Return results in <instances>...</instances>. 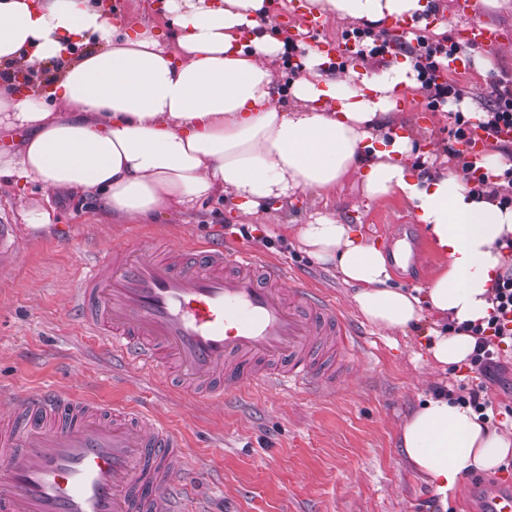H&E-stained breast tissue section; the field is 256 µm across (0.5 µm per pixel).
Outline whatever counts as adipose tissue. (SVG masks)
Returning a JSON list of instances; mask_svg holds the SVG:
<instances>
[{"mask_svg":"<svg viewBox=\"0 0 512 512\" xmlns=\"http://www.w3.org/2000/svg\"><path fill=\"white\" fill-rule=\"evenodd\" d=\"M339 20L374 24L422 14L427 0H307ZM264 0H166L178 34L102 14L93 0H0V130L20 129V150L0 152V176L54 190L100 194L113 222L190 210L223 195L241 220L270 201L330 193L356 176L366 198L398 193L443 253L442 272L410 292L392 284L382 251L335 213L316 212L298 241L335 263L354 286L358 311L378 328L406 332L424 312L455 324L487 317L512 236V206L470 194L456 173L413 172L401 92L420 83L410 60L376 68L328 69L309 49L298 73L280 81L282 40L261 26ZM53 68L48 89L19 90V67ZM475 339L438 333L437 364L467 363ZM398 446L439 494L467 473L491 472L512 456V438L471 407L430 395L399 429Z\"/></svg>","mask_w":512,"mask_h":512,"instance_id":"1","label":"adipose tissue"}]
</instances>
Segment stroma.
<instances>
[{
  "label": "stroma",
  "instance_id": "obj_1",
  "mask_svg": "<svg viewBox=\"0 0 512 512\" xmlns=\"http://www.w3.org/2000/svg\"><path fill=\"white\" fill-rule=\"evenodd\" d=\"M499 2L479 9L480 18L502 32L496 67L458 76L465 92L459 110L479 106L493 79L512 76V0ZM448 128L447 113L433 112L415 133L413 160L429 173L451 165L444 151ZM0 203L19 224L22 240L18 268L0 270V391L57 388L108 409L149 410L184 438L187 468L180 477L196 493V512H464L463 501H479V474L461 478L442 501L398 447L400 426L432 386L476 381L467 367L441 368L430 359L424 337L439 317L428 313L406 333H387L360 315L352 288L335 267L298 247L299 229L316 210L341 212L346 223L386 248L401 225L412 224L424 249L413 265L391 264V274L403 287H425L443 259L402 195L369 201L349 179L324 197L306 193L291 206L269 208L250 224L247 238L219 196L149 224L109 223L96 197L32 181L1 178ZM37 206L49 213L50 223L33 231L24 222ZM133 233L142 243L155 233L198 241L220 236L225 245L281 259L298 282L336 301L370 350L325 396L256 388L227 395L220 404L188 402L165 388L166 372L145 377L126 367L67 308L85 254Z\"/></svg>",
  "mask_w": 512,
  "mask_h": 512
}]
</instances>
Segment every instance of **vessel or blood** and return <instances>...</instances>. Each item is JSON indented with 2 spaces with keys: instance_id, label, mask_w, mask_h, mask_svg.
<instances>
[{
  "instance_id": "obj_1",
  "label": "vessel or blood",
  "mask_w": 512,
  "mask_h": 512,
  "mask_svg": "<svg viewBox=\"0 0 512 512\" xmlns=\"http://www.w3.org/2000/svg\"><path fill=\"white\" fill-rule=\"evenodd\" d=\"M467 22L456 37L495 49L497 26L476 16L477 0H456ZM288 14L312 33L326 19L294 0ZM424 20L388 21L404 42ZM330 59H354L351 39L317 42ZM20 240L0 213V266L12 265ZM287 266L217 238L190 246L110 249L88 257L69 296L71 314L105 337L122 361L158 372L190 397L223 401L226 391L255 385L282 392L335 388L336 364L359 348L347 316L318 290L292 285ZM0 512H182L177 481L186 455L182 437L148 414L108 411L74 394L47 389L0 400ZM477 512H512V489L487 476Z\"/></svg>"
}]
</instances>
